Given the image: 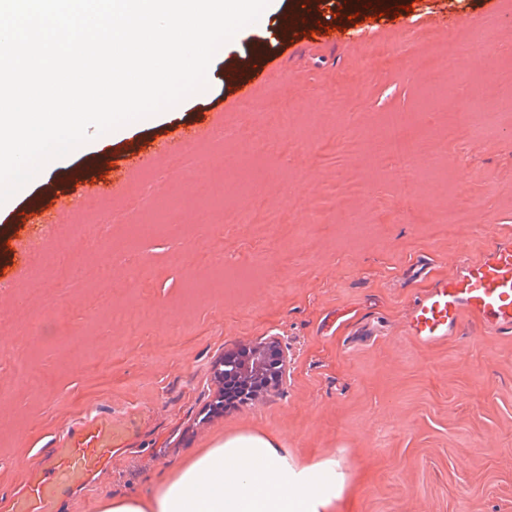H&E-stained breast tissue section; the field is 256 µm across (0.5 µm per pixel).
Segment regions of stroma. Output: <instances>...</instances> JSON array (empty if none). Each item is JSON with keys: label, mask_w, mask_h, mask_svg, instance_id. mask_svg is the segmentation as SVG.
<instances>
[{"label": "stroma", "mask_w": 512, "mask_h": 512, "mask_svg": "<svg viewBox=\"0 0 512 512\" xmlns=\"http://www.w3.org/2000/svg\"><path fill=\"white\" fill-rule=\"evenodd\" d=\"M297 3L277 0L219 49L207 93L89 141L0 205V512L91 407L137 427L57 512L147 493L215 439L254 431L302 463L336 458L352 512H512V334L470 319L434 345L406 332L429 279L512 240V0L491 15L483 0H376L371 20L357 0H313L304 26L281 28ZM333 26L359 43L324 48ZM183 127L197 139L160 150ZM353 138L360 152L343 154ZM409 148L445 174L380 167ZM93 158L111 162L112 194L16 223ZM349 181L361 194L337 195ZM315 208L324 223H307ZM160 219L164 235L131 241ZM228 267L251 269L246 288H225ZM269 336L290 359L280 389L210 413L225 350Z\"/></svg>", "instance_id": "stroma-1"}]
</instances>
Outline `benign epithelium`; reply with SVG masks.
<instances>
[{"mask_svg": "<svg viewBox=\"0 0 512 512\" xmlns=\"http://www.w3.org/2000/svg\"><path fill=\"white\" fill-rule=\"evenodd\" d=\"M287 372L288 354L275 336L224 351L215 365L218 391L212 410L222 411L257 394L276 391Z\"/></svg>", "mask_w": 512, "mask_h": 512, "instance_id": "7a95c632", "label": "benign epithelium"}]
</instances>
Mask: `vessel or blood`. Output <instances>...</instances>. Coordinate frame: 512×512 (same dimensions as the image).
<instances>
[{
    "instance_id": "vessel-or-blood-1",
    "label": "vessel or blood",
    "mask_w": 512,
    "mask_h": 512,
    "mask_svg": "<svg viewBox=\"0 0 512 512\" xmlns=\"http://www.w3.org/2000/svg\"><path fill=\"white\" fill-rule=\"evenodd\" d=\"M104 168L96 160L73 173L74 187L97 192L95 177ZM74 187L33 200L20 223L54 224L67 218L80 200ZM468 315L490 333L512 332L511 240L495 242L482 258L464 261L454 272L431 281L410 307L407 334L418 342L437 344L456 335ZM133 428L132 419L105 411L75 423L54 448L40 455L14 496L12 512H55L58 490L84 483L107 468L114 449L125 447Z\"/></svg>"
}]
</instances>
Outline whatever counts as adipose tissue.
Returning a JSON list of instances; mask_svg holds the SVG:
<instances>
[{
    "label": "adipose tissue",
    "mask_w": 512,
    "mask_h": 512,
    "mask_svg": "<svg viewBox=\"0 0 512 512\" xmlns=\"http://www.w3.org/2000/svg\"><path fill=\"white\" fill-rule=\"evenodd\" d=\"M346 477L335 458L297 463L274 435L224 437L148 495L102 502L100 512H336Z\"/></svg>",
    "instance_id": "ef3b65f1"
}]
</instances>
